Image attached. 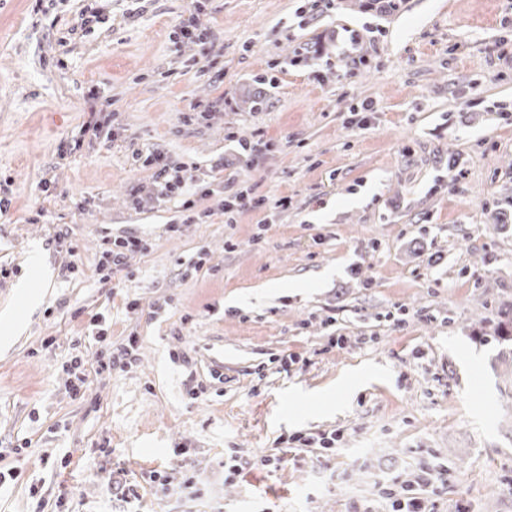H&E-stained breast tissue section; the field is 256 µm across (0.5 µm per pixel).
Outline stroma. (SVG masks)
<instances>
[{"label": "stroma", "mask_w": 512, "mask_h": 512, "mask_svg": "<svg viewBox=\"0 0 512 512\" xmlns=\"http://www.w3.org/2000/svg\"><path fill=\"white\" fill-rule=\"evenodd\" d=\"M190 3L111 0L84 37L85 0H0V314L24 323L0 324V471L17 475L0 512H392L386 488L426 465L444 470L433 512H512V353L494 334L512 304V0H206V53L170 39ZM92 91L116 140L79 138ZM155 151L211 189L208 222L153 202L132 155ZM239 190L268 208L225 223ZM128 233L146 250L101 280L102 236ZM131 336L135 362L98 371ZM337 430L332 450L287 443ZM63 370L68 375L67 386L72 395L79 396L81 393L83 394L88 384V373L82 358L79 356L73 357L66 365H63Z\"/></svg>", "instance_id": "35a3bbf8"}]
</instances>
